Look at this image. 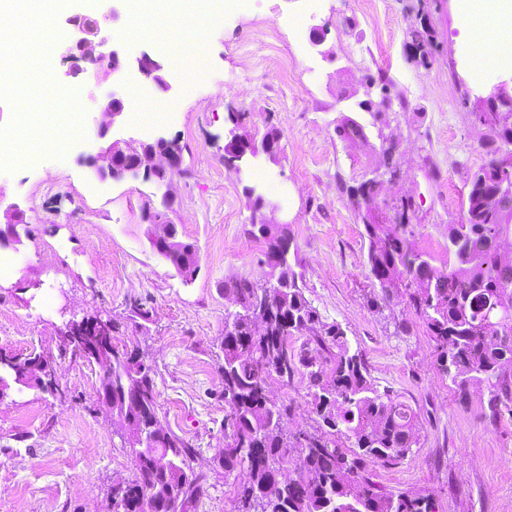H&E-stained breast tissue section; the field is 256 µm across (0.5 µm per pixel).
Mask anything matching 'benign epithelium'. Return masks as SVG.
Listing matches in <instances>:
<instances>
[{
	"label": "benign epithelium",
	"instance_id": "1",
	"mask_svg": "<svg viewBox=\"0 0 512 512\" xmlns=\"http://www.w3.org/2000/svg\"><path fill=\"white\" fill-rule=\"evenodd\" d=\"M91 19L84 14H75L68 21L66 33L65 59L71 63L68 75L77 78L86 72L83 64L99 67L106 75L120 74L125 71L134 73L139 79L152 84L158 91L167 93L172 89L169 82V65L159 53L142 50L134 56L126 54L119 44L107 46L105 39L99 37V28L89 27ZM89 98L97 103H105L104 120L91 129L88 143L91 149L86 152L85 160L92 169L93 176L100 180L122 178L128 174H143L148 179L159 173L170 174L180 169L182 158L176 149V143L165 133H156L146 139L113 137L114 125L121 122L124 114L122 97L106 83V79L95 77L89 90ZM506 102L504 84H494L487 94L477 97L475 120L486 128L495 126L500 105ZM239 126L230 130L232 143L238 149L232 158L241 159L249 154L253 157L262 152L273 159L277 154V145L268 141L256 145L255 141L238 133ZM135 145L140 150L136 160L129 158L127 150ZM495 169L502 181L493 186L499 208L507 213L512 210V156L505 154L497 158ZM146 219L155 227L154 239L165 245L171 241V229L165 227L166 220L149 212ZM73 348L80 354L94 360L102 367H112V321L106 314L84 317L68 323ZM1 364H9L19 373L29 376L32 373L51 376V365L43 362H22V359L6 354L0 355Z\"/></svg>",
	"mask_w": 512,
	"mask_h": 512
}]
</instances>
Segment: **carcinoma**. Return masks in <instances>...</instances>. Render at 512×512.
<instances>
[{"label": "carcinoma", "instance_id": "obj_1", "mask_svg": "<svg viewBox=\"0 0 512 512\" xmlns=\"http://www.w3.org/2000/svg\"><path fill=\"white\" fill-rule=\"evenodd\" d=\"M422 59L431 54L428 28L412 32ZM492 133L512 145V119ZM351 145H369L364 127L350 117L336 126ZM496 171L487 163L469 178L464 217L448 225L450 268L433 266L413 250L404 224L376 223L363 216L368 238L367 264L380 288L371 305L390 301L405 290L410 309L436 345L440 374L463 391L485 385L492 417L512 414V263L504 265L501 243L512 239V213L503 215L492 193ZM266 242L270 280L258 286L233 283L237 309L224 315V450L216 458L224 473L241 477L237 512H436L430 496L394 492L372 480L369 465L399 461L419 441L416 415L392 390L369 376L363 353L351 350L340 324L325 322L298 284L288 264L285 227L255 224ZM185 282L199 270L198 248L176 237L165 253ZM316 331L302 346L297 336ZM119 324L112 322V370L99 375V388L112 387V413L126 428L120 435L136 474L113 495L115 512H140L146 497L165 488L189 504L202 495L201 478L190 466L194 449L161 425L156 413L152 367L139 354L118 346ZM307 379L311 431L286 434L281 421L288 408L270 396L269 386H284L297 372ZM0 382L11 391L35 387L0 365Z\"/></svg>", "mask_w": 512, "mask_h": 512}]
</instances>
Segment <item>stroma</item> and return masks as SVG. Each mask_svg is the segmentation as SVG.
<instances>
[{"mask_svg": "<svg viewBox=\"0 0 512 512\" xmlns=\"http://www.w3.org/2000/svg\"><path fill=\"white\" fill-rule=\"evenodd\" d=\"M173 8L147 25L126 11L105 20L97 0H66L55 25L64 29L68 15L88 11L105 30L122 29L128 54L149 47L169 61L171 93L117 81L125 104L118 133L139 136L136 115L149 112L154 129L177 141L183 164L168 191L182 239L199 247L192 282L150 242L143 212L161 209L163 191L140 177H91L85 137L63 157L34 153L0 170V194L24 212L19 242L0 245L13 265L0 279V352L51 353L56 376L55 391L30 388L0 402V512H112L113 489L134 475L122 423L97 401L100 366L75 357L62 339L70 320L95 313L122 321L121 342L138 346L154 370L160 422L195 450L191 465L205 492L188 512H232L236 482L216 463L224 448L219 356L231 283L269 276L265 243L249 233L256 192L279 204L268 220L288 228V263L306 297L324 321L341 324L374 382L418 417L416 447L373 465L375 481L430 495L437 512H512V416L485 418L482 385L463 395L440 375L435 343L405 294L371 306L378 289L368 275L366 208L350 194L376 176L384 148L395 144L398 174L374 203L408 204L412 247L436 267L453 263L448 227L464 215L469 176L500 145L475 121L476 96L499 80L512 94V67L487 66L481 83L469 77L471 47L497 49L465 39L458 0H175ZM422 24L435 37L428 65L410 37ZM200 29L207 76L189 83L180 55ZM315 29L325 33L318 45L310 41ZM50 68L56 85L77 91L90 129L103 111L89 98L93 72L72 78L60 52ZM346 116L364 125L370 148L337 136ZM236 121L258 140L277 130L276 159L230 158ZM137 302L153 310L141 327L129 319ZM271 390L289 408L286 432L313 426L303 376Z\"/></svg>", "mask_w": 512, "mask_h": 512, "instance_id": "stroma-1", "label": "stroma"}]
</instances>
